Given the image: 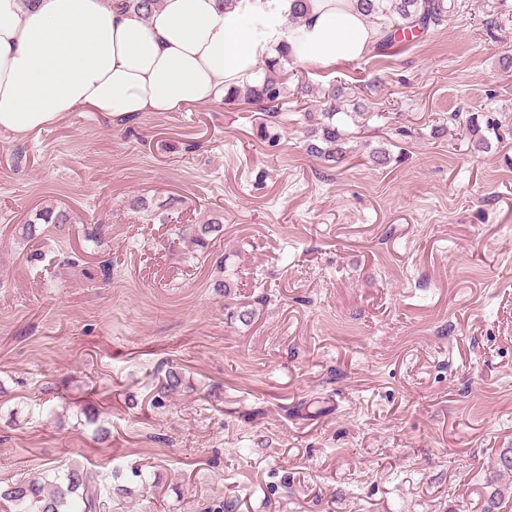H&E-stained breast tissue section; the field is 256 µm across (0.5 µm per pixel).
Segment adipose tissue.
I'll use <instances>...</instances> for the list:
<instances>
[{
  "label": "adipose tissue",
  "instance_id": "1",
  "mask_svg": "<svg viewBox=\"0 0 512 512\" xmlns=\"http://www.w3.org/2000/svg\"><path fill=\"white\" fill-rule=\"evenodd\" d=\"M0 0V130L23 139L87 107L124 120L222 101L277 48L306 67L364 57L381 35L351 0Z\"/></svg>",
  "mask_w": 512,
  "mask_h": 512
}]
</instances>
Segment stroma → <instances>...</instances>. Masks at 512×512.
I'll list each match as a JSON object with an SVG mask.
<instances>
[{
  "mask_svg": "<svg viewBox=\"0 0 512 512\" xmlns=\"http://www.w3.org/2000/svg\"><path fill=\"white\" fill-rule=\"evenodd\" d=\"M461 3L288 66L274 125L226 99L0 131V485L81 463L131 489L105 512H512V0ZM335 86L362 114L331 167L304 115ZM47 207L68 223L23 240Z\"/></svg>",
  "mask_w": 512,
  "mask_h": 512,
  "instance_id": "35a3bbf8",
  "label": "stroma"
}]
</instances>
